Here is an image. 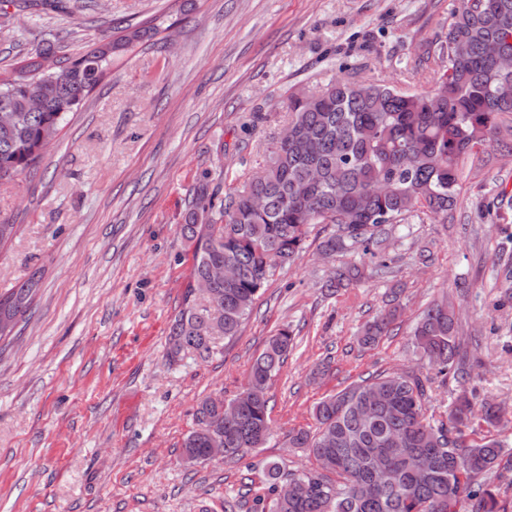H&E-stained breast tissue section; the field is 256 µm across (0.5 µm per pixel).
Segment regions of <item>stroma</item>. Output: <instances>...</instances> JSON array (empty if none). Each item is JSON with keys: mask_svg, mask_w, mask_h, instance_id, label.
Returning a JSON list of instances; mask_svg holds the SVG:
<instances>
[{"mask_svg": "<svg viewBox=\"0 0 512 512\" xmlns=\"http://www.w3.org/2000/svg\"><path fill=\"white\" fill-rule=\"evenodd\" d=\"M456 0H65L64 11L0 0V71L52 34L74 57L124 20H157L163 38L113 54L106 78L69 115L32 172L0 182V219L17 236L0 248V292L43 278L19 340L0 349V512H224L263 462H315L288 445L315 426L326 395L383 370L418 368L410 332L447 294L477 387L505 409L512 444V154L492 145L465 159L445 224L388 227L377 256L320 255L317 233L278 270L233 337L210 353L167 356L171 317L190 263L180 234L203 172L243 181L283 132L289 92L363 63L364 79L420 88ZM364 277L328 294L334 266ZM399 290L404 310L377 347L364 322ZM295 347L269 385L272 432L248 461L189 464L182 443L198 402L246 385L270 336Z\"/></svg>", "mask_w": 512, "mask_h": 512, "instance_id": "1", "label": "stroma"}]
</instances>
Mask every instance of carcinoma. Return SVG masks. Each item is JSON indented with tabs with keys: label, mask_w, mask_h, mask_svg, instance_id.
Segmentation results:
<instances>
[{
	"label": "carcinoma",
	"mask_w": 512,
	"mask_h": 512,
	"mask_svg": "<svg viewBox=\"0 0 512 512\" xmlns=\"http://www.w3.org/2000/svg\"><path fill=\"white\" fill-rule=\"evenodd\" d=\"M121 36L75 57H57L44 72L41 59L55 56L47 41L9 75H0V181L33 170L52 132L77 111L100 82L112 54L154 38L158 29L139 22L118 26ZM495 45L512 55V0H458L448 17L429 87L404 92L385 81H363L350 68L324 87L288 96V137L273 143L263 168L227 188L198 184L181 234L191 259L183 307L170 320L168 358L208 353L215 337L237 334L277 269L305 249L310 227L321 224V252L332 257L358 245L376 256L386 226L409 217L448 223L459 195L461 164L485 148L512 116V71L489 55ZM42 84L40 108L27 106V81ZM258 199L256 208L252 201ZM215 264L229 279L209 281ZM361 277L339 265L324 287L335 293ZM40 272L0 293V341L10 337L4 318L19 323L29 311ZM208 283L199 294L194 284ZM394 308L368 322L359 337L366 348L386 335ZM448 296L421 311L411 345L420 360L447 380L471 378ZM286 328L268 340L253 360L248 386L234 396L236 415L224 417L219 401L207 397L196 412L197 427L184 439L183 456L203 463L215 436L224 437V457L243 459L270 434L269 383L293 348ZM433 376V377H435ZM433 377L415 371L386 372L350 385L320 401L317 428L288 435V447L303 448L318 467L283 473L265 464L266 480L253 494L250 512H509L512 449L480 428L502 423L501 405L463 389L439 416L427 413ZM425 459V472L411 462ZM400 466L395 483L375 479L380 467ZM293 485L286 496L279 484Z\"/></svg>",
	"instance_id": "carcinoma-1"
}]
</instances>
